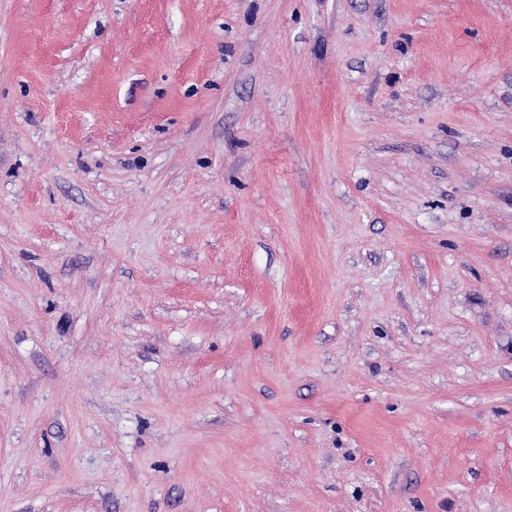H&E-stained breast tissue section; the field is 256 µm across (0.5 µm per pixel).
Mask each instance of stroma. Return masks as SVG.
<instances>
[{"instance_id":"stroma-1","label":"stroma","mask_w":512,"mask_h":512,"mask_svg":"<svg viewBox=\"0 0 512 512\" xmlns=\"http://www.w3.org/2000/svg\"><path fill=\"white\" fill-rule=\"evenodd\" d=\"M0 512H512V0H0Z\"/></svg>"}]
</instances>
